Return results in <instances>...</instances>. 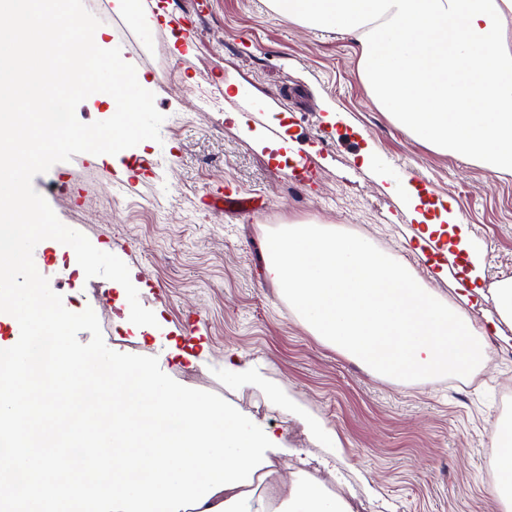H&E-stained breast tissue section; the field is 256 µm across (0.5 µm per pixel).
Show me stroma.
Here are the masks:
<instances>
[{"label":"stroma","instance_id":"stroma-1","mask_svg":"<svg viewBox=\"0 0 512 512\" xmlns=\"http://www.w3.org/2000/svg\"><path fill=\"white\" fill-rule=\"evenodd\" d=\"M141 0L143 12L171 4L193 30L174 41L164 25L145 26L100 0L109 34L143 70L165 120L161 142L125 149L116 159L89 153L53 165L45 199L59 220L117 255L132 270L139 301L154 312L153 332L125 321L126 295L111 280L74 269L73 249L41 241L33 259L65 308H92L106 345L156 357L178 383L219 394L274 433L285 474L306 470L363 512H503L489 493L499 479L492 434L512 414V328L492 338V360L471 376L404 387L376 378L318 341L265 277V240L294 220L331 225L403 256L430 288L455 296L466 253L449 258L420 249L418 222L405 207L417 188L426 218L451 199L483 269L512 272V175H496L429 149L369 99L351 37L301 28L265 0ZM219 110L200 111L203 95ZM291 139L292 156L271 146ZM369 151L370 164L360 152ZM150 161L153 172L136 168ZM306 161L314 176L297 181ZM124 185H116V172ZM227 184L258 197L248 212L205 207ZM443 276H433L431 260ZM202 317L185 336L189 313ZM253 364L337 436L326 444L259 387L224 379V364Z\"/></svg>","mask_w":512,"mask_h":512}]
</instances>
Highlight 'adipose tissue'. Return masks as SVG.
<instances>
[{"instance_id":"adipose-tissue-1","label":"adipose tissue","mask_w":512,"mask_h":512,"mask_svg":"<svg viewBox=\"0 0 512 512\" xmlns=\"http://www.w3.org/2000/svg\"><path fill=\"white\" fill-rule=\"evenodd\" d=\"M302 28L353 36L372 102L434 151L512 174V0H267ZM265 276L306 329L374 377L400 385L459 378L486 366L490 337L512 326V279L495 288L498 318L477 324L480 285L443 299L400 256L334 227L285 224L265 244ZM226 377L264 388L292 415L286 390L248 365ZM500 479L491 495L512 507V417L498 419ZM216 493L197 512H352L308 473L283 482L275 467Z\"/></svg>"}]
</instances>
